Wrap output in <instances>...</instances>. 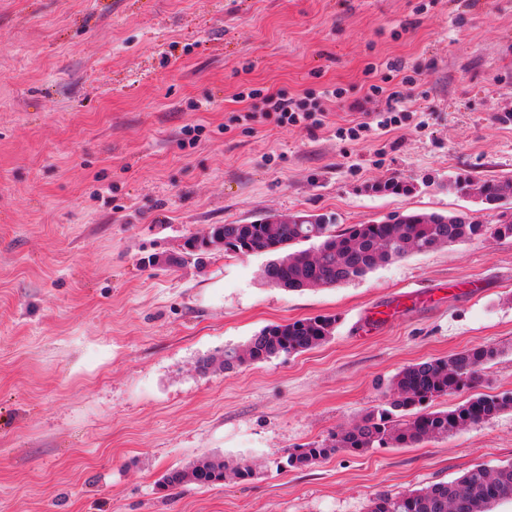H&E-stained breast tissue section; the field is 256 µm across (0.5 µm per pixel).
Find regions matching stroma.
Wrapping results in <instances>:
<instances>
[{
	"label": "stroma",
	"mask_w": 512,
	"mask_h": 512,
	"mask_svg": "<svg viewBox=\"0 0 512 512\" xmlns=\"http://www.w3.org/2000/svg\"><path fill=\"white\" fill-rule=\"evenodd\" d=\"M252 89L321 109L245 121ZM392 106L406 119L381 127ZM458 173L512 179V0H0V512H366L512 462L507 411L412 448L279 463L431 357L495 344L478 390L512 391V237L301 291L267 284L264 255L181 258L211 225L274 213L512 219V201L450 191ZM391 177L411 192H373ZM437 288L442 303L361 334L366 307ZM316 315L337 318L317 348L198 369ZM211 459L253 475L163 486Z\"/></svg>",
	"instance_id": "35a3bbf8"
}]
</instances>
